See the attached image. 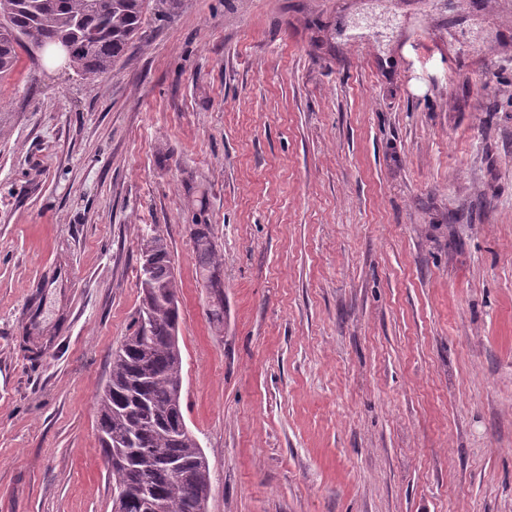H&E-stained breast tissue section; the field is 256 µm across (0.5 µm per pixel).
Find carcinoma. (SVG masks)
<instances>
[{
	"instance_id": "cac0c4a2",
	"label": "carcinoma",
	"mask_w": 512,
	"mask_h": 512,
	"mask_svg": "<svg viewBox=\"0 0 512 512\" xmlns=\"http://www.w3.org/2000/svg\"><path fill=\"white\" fill-rule=\"evenodd\" d=\"M170 6L176 0H0V77L12 73L17 49L40 41L45 46L66 42L72 47L69 66L87 79H99L125 56L139 38L150 2ZM210 224L194 225L192 237L204 287L210 289L208 311L213 324H224L223 257L213 242ZM142 263L150 265L149 287L143 288L142 307L134 331L112 357L107 389L96 400L99 436L120 444L131 433L142 453L127 466L110 465L114 485L157 494L163 512H195L210 482L196 461L203 456L193 432L178 431L183 409L176 407V387L183 382V357L172 332L180 325V292L164 233L154 228L141 236ZM181 464L179 475L164 466Z\"/></svg>"
}]
</instances>
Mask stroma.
I'll list each match as a JSON object with an SVG mask.
<instances>
[{"mask_svg": "<svg viewBox=\"0 0 512 512\" xmlns=\"http://www.w3.org/2000/svg\"><path fill=\"white\" fill-rule=\"evenodd\" d=\"M155 226L209 512H512V0H179L106 77L20 55L0 512H112L95 398ZM192 237L197 264L205 288H210L211 304L208 311L213 324H224V289L222 283L223 257L213 242V227L209 224H194Z\"/></svg>", "mask_w": 512, "mask_h": 512, "instance_id": "35a3bbf8", "label": "stroma"}]
</instances>
